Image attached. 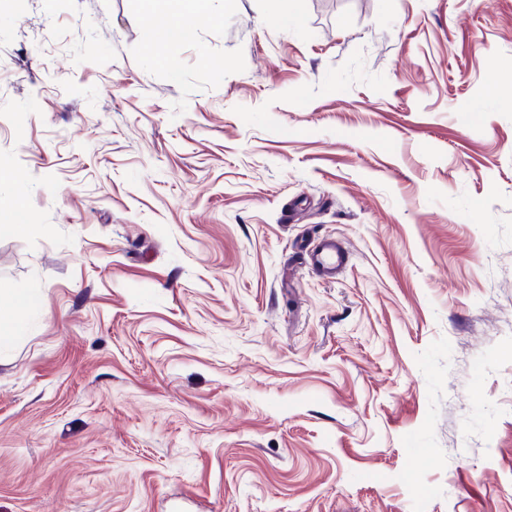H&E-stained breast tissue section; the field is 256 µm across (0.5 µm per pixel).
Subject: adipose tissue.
I'll return each mask as SVG.
<instances>
[{"label":"adipose tissue","mask_w":512,"mask_h":512,"mask_svg":"<svg viewBox=\"0 0 512 512\" xmlns=\"http://www.w3.org/2000/svg\"><path fill=\"white\" fill-rule=\"evenodd\" d=\"M150 17L143 32L147 55L158 58L160 49L190 40L196 25L222 21V0H143ZM0 344L20 334L24 318L37 305L38 295L29 288L0 284Z\"/></svg>","instance_id":"adipose-tissue-1"}]
</instances>
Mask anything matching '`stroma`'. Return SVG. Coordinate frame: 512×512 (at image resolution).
<instances>
[{"mask_svg":"<svg viewBox=\"0 0 512 512\" xmlns=\"http://www.w3.org/2000/svg\"><path fill=\"white\" fill-rule=\"evenodd\" d=\"M276 8H0V512H512V0ZM150 17L143 32L146 55L160 58L159 50L190 40L195 26L223 20L222 0H143ZM23 196L24 190L20 187L13 196L0 201L1 227H8L17 234H24L29 230L28 224H25ZM309 259L320 274L332 276L346 264L347 255L334 238H323L311 250ZM0 298V344L2 345L20 334L25 316L37 305L38 295L32 289L8 283L2 285L0 281ZM2 298L7 299V307H2Z\"/></svg>","mask_w":512,"mask_h":512,"instance_id":"1","label":"stroma"}]
</instances>
